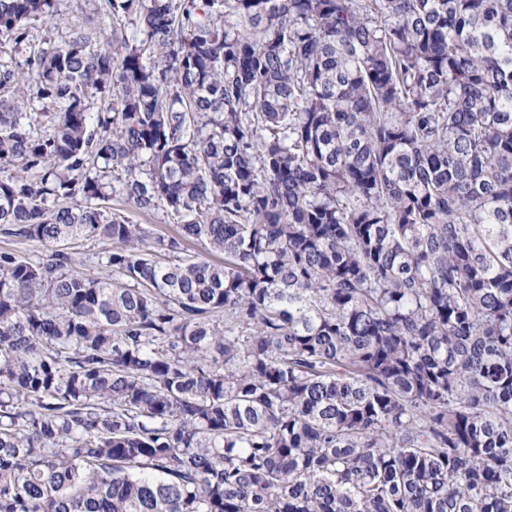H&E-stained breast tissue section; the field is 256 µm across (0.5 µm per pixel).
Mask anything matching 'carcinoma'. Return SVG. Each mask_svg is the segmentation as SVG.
Wrapping results in <instances>:
<instances>
[{
	"label": "carcinoma",
	"mask_w": 512,
	"mask_h": 512,
	"mask_svg": "<svg viewBox=\"0 0 512 512\" xmlns=\"http://www.w3.org/2000/svg\"><path fill=\"white\" fill-rule=\"evenodd\" d=\"M94 10L0 0V512H512V0ZM93 0H63L61 9L63 11V24L60 26L59 31L56 33L58 39H64L69 34L71 25L83 24L82 19H89L90 22L86 24L88 27H105L108 21L97 18L93 14ZM123 209L127 211V214L135 224H146L156 235L167 236L174 234V224H172L162 212H155L150 216H143L129 207V205L123 206ZM0 248H8L22 257L31 260L45 258L50 253V248L39 242L20 240L15 238H4L0 235ZM69 246V251L76 252V256L83 261L81 268L88 274L95 275L106 270L105 264L108 251L112 249L109 241L105 239H90L79 241L77 244Z\"/></svg>",
	"instance_id": "carcinoma-1"
}]
</instances>
